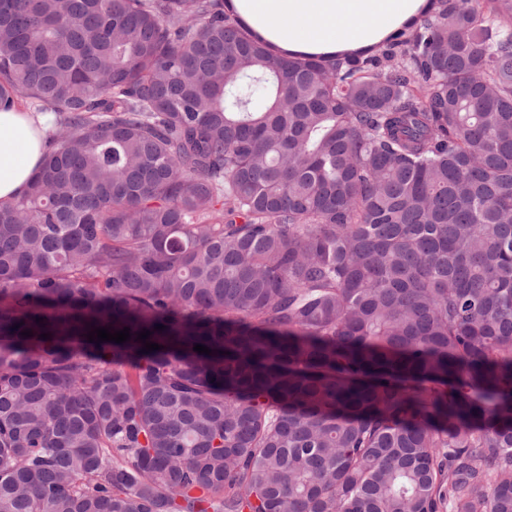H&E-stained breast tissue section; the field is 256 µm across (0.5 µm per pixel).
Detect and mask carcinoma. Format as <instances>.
<instances>
[{
	"instance_id": "carcinoma-1",
	"label": "carcinoma",
	"mask_w": 512,
	"mask_h": 512,
	"mask_svg": "<svg viewBox=\"0 0 512 512\" xmlns=\"http://www.w3.org/2000/svg\"><path fill=\"white\" fill-rule=\"evenodd\" d=\"M23 100L0 512H512V0L332 62L223 0H0Z\"/></svg>"
}]
</instances>
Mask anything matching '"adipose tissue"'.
I'll return each instance as SVG.
<instances>
[{
  "label": "adipose tissue",
  "mask_w": 512,
  "mask_h": 512,
  "mask_svg": "<svg viewBox=\"0 0 512 512\" xmlns=\"http://www.w3.org/2000/svg\"><path fill=\"white\" fill-rule=\"evenodd\" d=\"M225 11L290 55L371 52L439 9L438 0H226ZM49 116L17 104L0 109V203L21 196L44 157Z\"/></svg>",
  "instance_id": "adipose-tissue-1"
}]
</instances>
